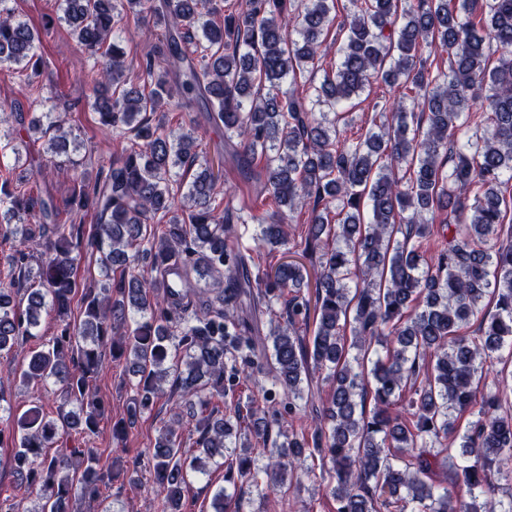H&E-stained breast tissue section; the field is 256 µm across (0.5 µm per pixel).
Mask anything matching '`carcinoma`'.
<instances>
[{
  "label": "carcinoma",
  "mask_w": 512,
  "mask_h": 512,
  "mask_svg": "<svg viewBox=\"0 0 512 512\" xmlns=\"http://www.w3.org/2000/svg\"><path fill=\"white\" fill-rule=\"evenodd\" d=\"M337 4L231 0L218 21L212 0H62L46 21L88 53L98 123L127 146L80 179L71 222L58 224L53 202L13 177L29 146L0 130V157L13 155L0 171V238L12 241L0 358L38 337L42 315L56 322L26 367L8 363L0 377L59 385L54 418L39 406L14 413L0 385V447L12 449L19 487L41 492L35 512H72L77 498L112 512L97 492L126 470L96 448L48 454L97 433L106 404L95 381L110 358L136 378L115 436L169 391L195 418V448L184 447L180 412L155 438L160 512H186V486L212 466L230 485L278 495L315 474L310 458L335 512H512V497L498 498V481L512 479V385L500 370L479 390L490 369L512 367V0H344L338 24ZM131 21L162 30L132 79ZM333 27L336 63L324 70ZM38 43L0 0V69L39 75ZM379 82L398 96L349 133L341 107ZM195 104L224 128L254 206L232 210L210 165L185 181L200 124L174 129L166 113ZM46 118L31 127L66 152L71 132ZM435 227L430 265L422 241ZM89 248L102 272L93 283L78 277ZM281 248L308 263L266 266ZM315 371L329 392L308 438L237 397L243 374L302 400ZM212 507L241 512L225 487Z\"/></svg>",
  "instance_id": "carcinoma-1"
}]
</instances>
